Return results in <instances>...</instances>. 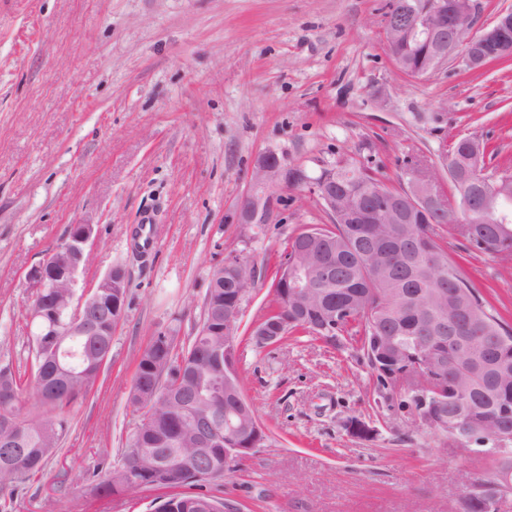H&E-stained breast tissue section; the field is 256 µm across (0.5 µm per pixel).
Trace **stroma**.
<instances>
[{
    "label": "stroma",
    "instance_id": "35a3bbf8",
    "mask_svg": "<svg viewBox=\"0 0 512 512\" xmlns=\"http://www.w3.org/2000/svg\"><path fill=\"white\" fill-rule=\"evenodd\" d=\"M387 2L0 0V366L30 361L27 274L70 225L95 227L79 290L127 271L103 382L70 407L43 470L0 485V512H154L165 497L98 489L138 420L141 355L168 330L188 345L226 249L271 269L293 234L329 221L298 186L272 223H238L258 156L311 176L357 160L394 185L404 158L441 169L472 136L489 168L512 166V65L471 70L458 56L424 79L401 73ZM446 240L512 321V255ZM273 307L266 276L242 304L235 357L267 439L202 492L237 512H460L463 472L490 460L417 423L353 349L301 333L257 347L250 331ZM354 418L373 438L348 433Z\"/></svg>",
    "mask_w": 512,
    "mask_h": 512
}]
</instances>
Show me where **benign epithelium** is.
<instances>
[{
  "mask_svg": "<svg viewBox=\"0 0 512 512\" xmlns=\"http://www.w3.org/2000/svg\"><path fill=\"white\" fill-rule=\"evenodd\" d=\"M476 10L475 0H416L400 12L399 21H384V37L387 48L397 68L411 76L431 75L448 57L462 53L468 67L482 68L494 59L512 56V11L500 13L492 25L480 34L471 32L473 16ZM465 155L452 147L447 157L448 181L458 190L460 211L480 213L487 211L502 219L512 209V199L495 195L497 183L509 181L512 176L502 173H488L483 162L485 147L475 137L462 139ZM408 183L411 191L408 195L415 206L440 209L445 202L438 188V172L419 160H413L407 167ZM306 185L317 196L328 214L331 223L336 218L357 225L354 229L355 263L363 273L374 280H381L388 265L383 260L379 247L372 234L362 228L364 224H393L400 217L380 207H372L362 213L354 211L340 212L336 209V191L326 172L315 177L302 169L291 167L275 153L261 155L256 162L253 185L243 197L238 208V223L269 224L273 221L279 192L289 187ZM448 207V210L455 209ZM94 235V225L73 224L67 236L53 247L48 257L34 266L28 273L31 287L67 288L69 292L56 306V335L67 336V329L75 328L86 320L90 305L106 304L112 310L114 321L119 323L123 316V288L127 287L126 273L122 269H113L97 285L76 296L75 286L78 274L85 268L89 253L87 248ZM252 270V264L237 250L225 252L224 261L218 266L214 280L224 279L229 272L231 292L234 297L224 298L217 314L205 326L203 335L224 337V352L211 354L212 363L224 371V408H213L200 413L191 411L190 425L195 431L197 447L178 455L175 462L163 469L166 487L175 489L189 480L214 475L210 458L224 449V471H229L240 459L251 454L263 443V427L255 412L244 396L232 388V379L237 376L235 368V335L241 311V303L247 292L240 288L239 278ZM333 271V265L320 255L309 254L304 261L291 259L285 261L274 283V293L280 303V318L264 326L253 328L251 335L261 346L275 344L290 324L305 321L306 314L313 308L321 307L316 298L315 288L327 279ZM112 292H107V289ZM457 298L454 310V335L448 337V352L462 351L471 357H485L489 354L487 342L472 334L471 305L467 297L455 294ZM421 382L411 386L413 392L407 398L413 408L416 420L428 423L427 409L436 407L442 400L441 393L425 382L431 376L429 370H416ZM209 392V386L202 385L189 391L182 378L174 381L164 380L158 370L150 364L137 370L133 382L132 395L147 397L150 405L146 407L154 412L156 402L167 399L176 402L182 411H188L186 401L200 400ZM474 387L462 386L448 391L449 399L456 409L454 428L455 443L476 454L507 460L512 457V429L502 425V414L496 409L487 413L489 428L476 425L469 416ZM471 493L466 502L479 505L482 512H503L508 498L512 496V470L508 468L495 472L488 482L472 480L468 482Z\"/></svg>",
  "mask_w": 512,
  "mask_h": 512,
  "instance_id": "1",
  "label": "benign epithelium"
}]
</instances>
